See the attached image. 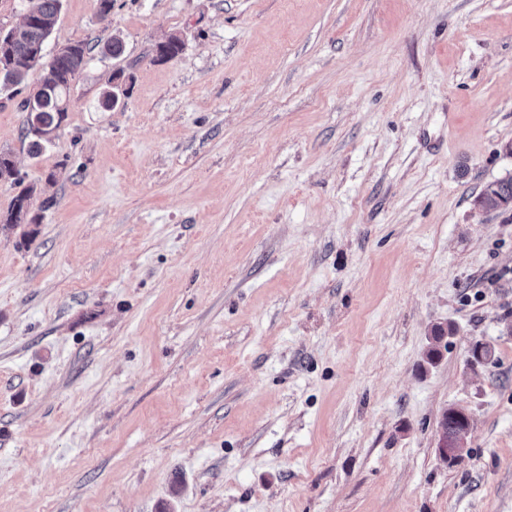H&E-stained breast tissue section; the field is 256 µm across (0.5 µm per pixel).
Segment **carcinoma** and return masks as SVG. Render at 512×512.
Returning <instances> with one entry per match:
<instances>
[{
    "label": "carcinoma",
    "instance_id": "carcinoma-1",
    "mask_svg": "<svg viewBox=\"0 0 512 512\" xmlns=\"http://www.w3.org/2000/svg\"><path fill=\"white\" fill-rule=\"evenodd\" d=\"M61 2L62 0H37V4L30 9L27 22L16 30L9 29L0 37V57L5 59V63L0 65V93L20 85L26 70L32 68L29 61L36 54H44L48 38L59 18ZM182 50L183 42L175 35L157 46L158 56L162 60L175 58ZM92 51L93 48L83 43H74L67 52L54 54L46 63L39 89L21 102V110L26 112L23 134L29 139L33 156H39L52 143L44 134L62 128L65 123L69 111L71 83L86 65ZM32 193L33 188L26 187L12 199L4 223H38V217L31 214L30 207H22L23 202L31 200ZM477 203L482 208L512 206V177L488 184L478 197ZM451 331V327L442 325L432 329L433 343L426 352L428 363L438 360L440 351L437 343Z\"/></svg>",
    "mask_w": 512,
    "mask_h": 512
}]
</instances>
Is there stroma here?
<instances>
[{"label":"stroma","mask_w":512,"mask_h":512,"mask_svg":"<svg viewBox=\"0 0 512 512\" xmlns=\"http://www.w3.org/2000/svg\"><path fill=\"white\" fill-rule=\"evenodd\" d=\"M77 42L38 157L42 68L0 94L41 217L0 223V512H512V0H62ZM46 63L39 89L21 102L26 112L23 134L29 139L30 152L38 157L53 139L44 137L49 130L61 129L68 117L69 91L76 75L84 68L93 48L83 43L69 44ZM482 208H508L512 206V177L488 184L477 199ZM442 424L448 427L449 430H453L461 423L455 420L452 416L444 414ZM470 426L457 432L449 433L441 428L438 436L437 448L439 456L448 463L454 465L460 462L464 457V450L466 448V436L469 432Z\"/></svg>","instance_id":"1"}]
</instances>
